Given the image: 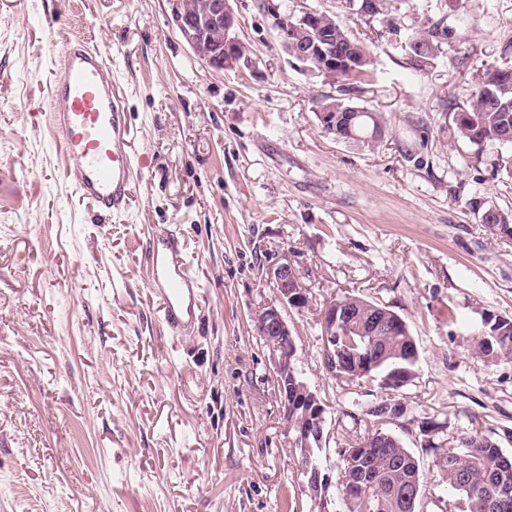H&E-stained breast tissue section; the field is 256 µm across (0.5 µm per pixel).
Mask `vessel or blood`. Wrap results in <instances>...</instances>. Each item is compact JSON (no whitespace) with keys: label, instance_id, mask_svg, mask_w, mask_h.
Here are the masks:
<instances>
[{"label":"vessel or blood","instance_id":"vessel-or-blood-1","mask_svg":"<svg viewBox=\"0 0 512 512\" xmlns=\"http://www.w3.org/2000/svg\"><path fill=\"white\" fill-rule=\"evenodd\" d=\"M51 54L46 106L68 162L67 178L94 211L122 216L131 196L134 130L112 77L111 56L82 39L66 41ZM148 258L150 291L159 302L165 333L174 339L191 336L204 316V288L182 241L168 233L157 235Z\"/></svg>","mask_w":512,"mask_h":512}]
</instances>
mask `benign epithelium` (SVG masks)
I'll return each mask as SVG.
<instances>
[{"instance_id": "1", "label": "benign epithelium", "mask_w": 512, "mask_h": 512, "mask_svg": "<svg viewBox=\"0 0 512 512\" xmlns=\"http://www.w3.org/2000/svg\"><path fill=\"white\" fill-rule=\"evenodd\" d=\"M168 2L172 25L206 67L221 72L252 65L251 51L239 37L240 20L230 6V0H202L195 10L187 8L186 0ZM264 8L274 19L277 46L298 68L333 84L336 83V74L351 69L347 58L336 57V33L323 28V23L316 17H302L301 23L307 28L299 29L295 39L291 40L288 32L284 31L288 26V14L282 13L280 5L273 0H265ZM317 115L323 125L336 126V102L319 103ZM269 275L276 290V302L256 313L254 327L271 346L270 381L283 416H288L290 411L302 412L303 422L297 427L298 434L292 440V447L310 448L312 438L319 445L323 443L326 407L324 400L315 392L306 391L300 398L294 396L289 379L296 373V345L292 329L281 312L288 306L307 307L311 302L310 293L299 273L288 262L270 270ZM320 322L323 336L336 335V311L323 306ZM301 470L308 475L304 491L319 507V512H333L335 501L328 496L329 478H321L320 467L309 461L301 466Z\"/></svg>"}]
</instances>
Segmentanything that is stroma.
Masks as SVG:
<instances>
[{
	"label": "stroma",
	"instance_id": "obj_1",
	"mask_svg": "<svg viewBox=\"0 0 512 512\" xmlns=\"http://www.w3.org/2000/svg\"><path fill=\"white\" fill-rule=\"evenodd\" d=\"M263 0H230L253 65L215 72L169 23L167 0H0V512H316L268 380L253 316L289 262L312 301L285 308L295 368L327 405L323 474L340 433L382 393L334 378L319 308L355 294L408 324L418 349L388 428L417 457L428 512L453 491L418 426L454 440L479 422L512 454V361L470 351L484 318L512 319V241L485 209L512 211L494 149L455 135L472 76L512 60V0H387L400 32H448L416 65L388 27L339 0H288L333 16L369 47L355 89L299 71ZM112 53L137 131L126 217L74 193L45 107L52 45ZM382 113L367 148L325 135L319 102ZM183 235L207 289L198 334L169 338L149 289V243ZM481 223L495 238L512 240V212L489 207L481 215Z\"/></svg>",
	"mask_w": 512,
	"mask_h": 512
}]
</instances>
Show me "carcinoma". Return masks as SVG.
<instances>
[{"mask_svg": "<svg viewBox=\"0 0 512 512\" xmlns=\"http://www.w3.org/2000/svg\"><path fill=\"white\" fill-rule=\"evenodd\" d=\"M345 8L358 17L379 18L384 14L383 0H343ZM322 20L336 26V52L354 53L355 72H344L341 79L346 85L368 72L370 53L361 42L349 39L344 27L334 16L324 15ZM411 54L422 60H431L439 47L426 40L409 46ZM512 71V62L491 65L473 75L476 92L470 104L453 114L457 138L464 142L484 147L500 148L503 169L512 172L507 163L512 159V90L502 91L496 84L487 81L496 70ZM350 106L343 98L336 99V128L325 127L323 131L339 141L349 140L367 146L383 140L386 123L379 112L359 109V116L352 128H347L342 109ZM481 223L491 235L505 241L512 240V212L496 207L487 208L481 215ZM336 306V343L321 347L322 363L336 365L334 377L366 380L355 372L352 366L341 365L342 351L361 353L368 344H373L380 365L371 375L388 374L399 370L404 380L413 378L417 359L410 354L413 337L409 327L394 326L387 335L371 342L370 337L347 330L346 316L359 318L372 311L384 313L389 307L366 300L354 294H344L331 300ZM482 357H502L512 359V320L491 316L484 320L480 337L474 347ZM336 360H331V355ZM370 427L360 432L356 429L343 435L344 446L341 453L345 465L336 480V489L346 505V512H423L420 466L416 457L406 448L401 439L383 428L385 418L368 414ZM384 436L383 447L369 448L366 441L370 435ZM432 466L437 476L455 492L451 505L453 512H512V496H502L501 485H512V456L504 453L498 441L491 435L476 428L458 442L433 447ZM371 475L372 484L364 490L354 491L350 485Z\"/></svg>", "mask_w": 512, "mask_h": 512, "instance_id": "cac0c4a2", "label": "carcinoma"}]
</instances>
